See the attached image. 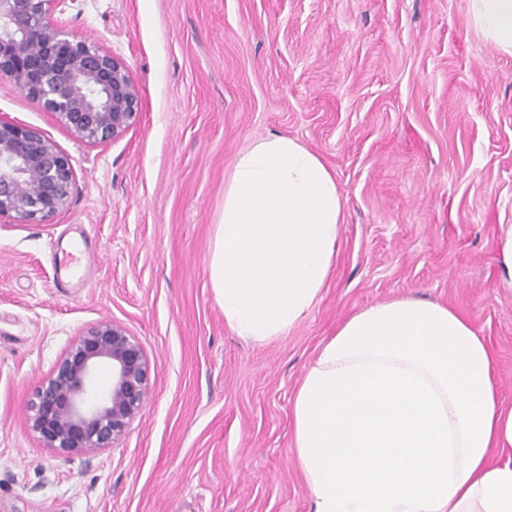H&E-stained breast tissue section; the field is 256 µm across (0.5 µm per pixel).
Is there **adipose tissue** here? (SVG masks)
Here are the masks:
<instances>
[{"label": "adipose tissue", "instance_id": "ef3b65f1", "mask_svg": "<svg viewBox=\"0 0 512 512\" xmlns=\"http://www.w3.org/2000/svg\"><path fill=\"white\" fill-rule=\"evenodd\" d=\"M476 30L512 54V0H469ZM336 181L295 138L242 150L224 185L208 276L224 321L257 344L288 336L332 277ZM292 454L311 512H512V411L491 357L447 306L398 298L350 316L294 398Z\"/></svg>", "mask_w": 512, "mask_h": 512}]
</instances>
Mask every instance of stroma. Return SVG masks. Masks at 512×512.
Instances as JSON below:
<instances>
[{"instance_id": "35a3bbf8", "label": "stroma", "mask_w": 512, "mask_h": 512, "mask_svg": "<svg viewBox=\"0 0 512 512\" xmlns=\"http://www.w3.org/2000/svg\"><path fill=\"white\" fill-rule=\"evenodd\" d=\"M53 22L124 61L136 123L90 143L0 79V118L72 162L67 208L0 220V512H309L296 390L341 323L410 297L461 314L512 408V55L467 0H72ZM298 139L336 179V270L286 337L224 322L207 265L237 154ZM111 321L144 346L142 415L66 457L26 426L70 343Z\"/></svg>"}]
</instances>
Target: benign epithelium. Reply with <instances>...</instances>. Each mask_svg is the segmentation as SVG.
<instances>
[{
  "mask_svg": "<svg viewBox=\"0 0 512 512\" xmlns=\"http://www.w3.org/2000/svg\"><path fill=\"white\" fill-rule=\"evenodd\" d=\"M68 0H0V78L15 81L78 138L123 134L139 115V94L114 55L50 23ZM71 159L40 130L0 119V218L43 223L69 204ZM112 368L106 394L93 386L99 365ZM150 364L141 342L103 321L86 329L37 388L29 429L67 456L108 447L146 405Z\"/></svg>",
  "mask_w": 512,
  "mask_h": 512,
  "instance_id": "7a95c632",
  "label": "benign epithelium"
}]
</instances>
